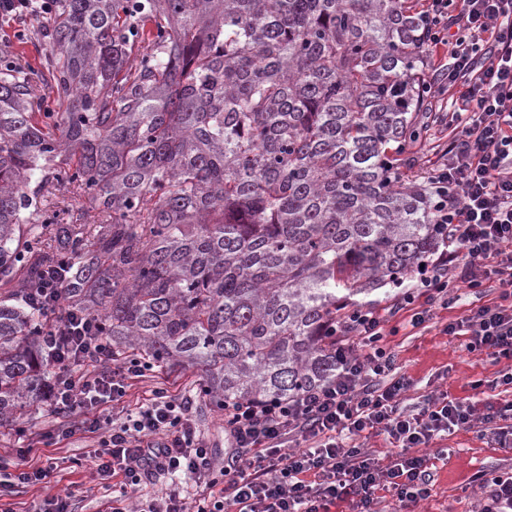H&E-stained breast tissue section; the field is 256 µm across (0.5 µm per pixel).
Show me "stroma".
<instances>
[{
	"mask_svg": "<svg viewBox=\"0 0 512 512\" xmlns=\"http://www.w3.org/2000/svg\"><path fill=\"white\" fill-rule=\"evenodd\" d=\"M45 21L25 18L0 20V50L7 52L9 62L40 74L44 71V46L39 38ZM447 125L429 123L420 134L417 151L403 171L409 179H426L436 161V145L445 143ZM492 288H470L451 280L447 307H433L432 317L421 328L410 331L400 328L388 337L387 347L396 355V371L411 382L404 406L418 408L440 393L463 402L485 397L493 402L512 401V385H504L500 377L512 370V360H494L478 351H469L467 337L445 334L449 321L468 314L475 306L496 298ZM178 393L191 397L193 416L204 437L210 442L216 465H223L228 443L224 438V414L200 396L199 373L182 370H162ZM482 381L481 390H474L475 381ZM78 416L56 413L47 402L29 405L18 418L0 419V448H45L56 458L58 468L47 483L18 486L12 493L0 497V502L12 504L15 512H41L47 497L70 492L73 512H106L112 502V491L97 475L87 456L92 441L87 433L76 430L74 436L60 444L44 446L45 432L56 428L74 427ZM434 448H445L448 455L436 460L432 469L433 490L429 499L418 503L414 512H480L489 497L487 487L476 479L478 472L503 473L512 471V449L500 447L495 440L476 430H460L445 439L435 440Z\"/></svg>",
	"mask_w": 512,
	"mask_h": 512,
	"instance_id": "stroma-1",
	"label": "stroma"
}]
</instances>
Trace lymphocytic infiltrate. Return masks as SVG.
<instances>
[{"label":"lymphocytic infiltrate","mask_w":512,"mask_h":512,"mask_svg":"<svg viewBox=\"0 0 512 512\" xmlns=\"http://www.w3.org/2000/svg\"><path fill=\"white\" fill-rule=\"evenodd\" d=\"M426 39L420 52L433 72L430 92L448 94L457 110L449 122L443 163L428 180L432 221L444 225L441 250L418 288L397 301L411 309L409 326L427 322V309L413 311L417 293L429 305L448 300V267L471 288L497 283V301L470 309L445 331L466 332L468 350H490L512 359V0H430L423 11ZM448 67H440L441 56ZM385 318L363 305L336 323L339 371L329 384L283 403L237 402L224 407V431L232 453L224 467L211 464L189 398L161 383L125 417L110 418L141 382L149 363L118 357L97 334L96 322L71 317L43 343L55 368L47 398L56 411L79 412L94 435L97 474L118 480L121 493L110 512H129L126 493L153 477L183 475L200 490L195 504L172 491L146 512H330L350 498L351 512H378L376 491L389 484L396 512L430 497V459L422 455L440 435L463 429L500 435L512 404L473 405L440 396L418 412L401 406L410 381L396 375V358L383 345ZM386 433L399 443L396 462L381 466L370 449L339 442L342 434ZM298 450H288V442ZM22 464L0 465V490L43 483L56 464L38 449L15 448Z\"/></svg>","instance_id":"lymphocytic-infiltrate-1"}]
</instances>
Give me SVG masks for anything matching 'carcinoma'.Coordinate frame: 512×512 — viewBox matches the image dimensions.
<instances>
[{
    "instance_id": "obj_1",
    "label": "carcinoma",
    "mask_w": 512,
    "mask_h": 512,
    "mask_svg": "<svg viewBox=\"0 0 512 512\" xmlns=\"http://www.w3.org/2000/svg\"><path fill=\"white\" fill-rule=\"evenodd\" d=\"M423 39L412 0H55L50 80L0 67V416L44 397L74 313L220 411L334 378L343 307L439 244L397 161Z\"/></svg>"
}]
</instances>
